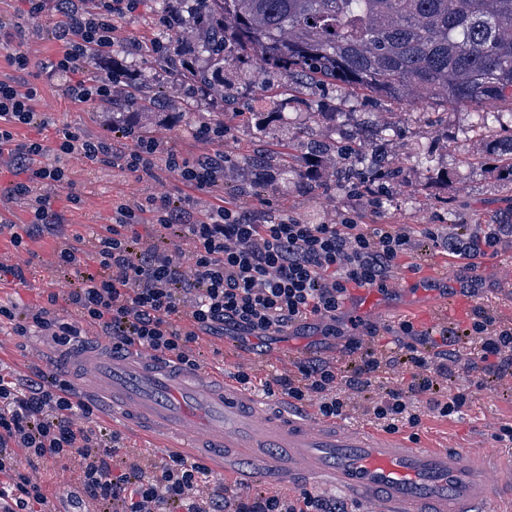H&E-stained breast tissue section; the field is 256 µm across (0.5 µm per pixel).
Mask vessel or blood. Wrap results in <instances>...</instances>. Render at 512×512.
Wrapping results in <instances>:
<instances>
[{
    "mask_svg": "<svg viewBox=\"0 0 512 512\" xmlns=\"http://www.w3.org/2000/svg\"><path fill=\"white\" fill-rule=\"evenodd\" d=\"M471 300L443 293L415 320H464ZM113 420L138 423L157 443L206 449L229 483L315 485L363 512H512V458L497 450H446L349 422L295 413L261 390L186 371L133 348L122 358L85 347L69 361Z\"/></svg>",
    "mask_w": 512,
    "mask_h": 512,
    "instance_id": "b4317fda",
    "label": "vessel or blood"
}]
</instances>
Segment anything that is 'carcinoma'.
Segmentation results:
<instances>
[{
	"mask_svg": "<svg viewBox=\"0 0 512 512\" xmlns=\"http://www.w3.org/2000/svg\"><path fill=\"white\" fill-rule=\"evenodd\" d=\"M160 6L183 13L181 21L199 32L181 42L177 55L149 52L150 62L176 73L188 95L226 103L224 65L252 54L259 61L254 78L279 75L285 98L300 86L335 81L409 105L450 100L473 109V123L483 128L512 120L511 112L481 111L489 101L512 105V0H160ZM187 56L201 64L186 66ZM275 116L286 139L256 160L243 158L258 167L250 181L257 195L274 182L286 192L292 178L313 180L332 155L338 183L370 190L400 175L399 158L366 132L304 143L302 113ZM304 118L336 123L334 112ZM495 149L512 186V135ZM407 158L427 173L437 167L424 148Z\"/></svg>",
	"mask_w": 512,
	"mask_h": 512,
	"instance_id": "1",
	"label": "carcinoma"
}]
</instances>
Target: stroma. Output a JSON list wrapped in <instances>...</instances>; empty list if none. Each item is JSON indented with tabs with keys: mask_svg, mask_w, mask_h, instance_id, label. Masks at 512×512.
Returning a JSON list of instances; mask_svg holds the SVG:
<instances>
[{
	"mask_svg": "<svg viewBox=\"0 0 512 512\" xmlns=\"http://www.w3.org/2000/svg\"><path fill=\"white\" fill-rule=\"evenodd\" d=\"M95 13L99 0H43L39 14H30L28 0H0V81L25 80L23 73L11 66L9 53L24 52L30 60L29 70L36 72L56 59L63 50L55 38V25L65 24L71 7ZM168 15L161 11L158 0H138L137 7L114 18L112 47L98 56L95 67H81L77 76L57 75L52 80L38 81L39 98L35 103L41 123L16 128L17 140L59 138L70 127H80L93 138H111L106 125L112 116L108 105L94 106L73 103L68 87L74 80H88L93 74L112 76V91L124 97L125 109L137 111L126 94L130 79L151 78L163 84L165 97L158 109L159 120L141 127L140 135L158 141L164 150L177 152L194 160L214 152H223L237 167L234 181H219L205 192H195L182 184L178 176L165 167H158L154 176H138L127 170L105 164L91 165L80 156L61 158L68 172V184L50 188L53 207L62 218L54 232L26 239L16 247L9 231L0 232V264L17 269V276L0 280V305L24 315L32 307H43L53 315L67 317L70 307L66 295L79 282L80 270L61 267L56 263L58 252L69 245H79L90 252L101 227L112 221V208L123 201H137L148 196L166 195L174 199L193 196L198 209L228 201L245 210L258 209L272 218H295L309 224H337L345 217H355L364 224H399L415 239V248L406 257L402 274L407 282L400 288L376 292L372 310H360L356 301L345 305L341 329L348 334H365L368 325H377L378 337L371 343L379 355L390 356L396 344L390 335L391 326L407 316L408 309L426 306L441 290H461L466 273L452 268L447 283L429 284L418 279L416 270L440 261L438 254L422 231L425 225H436L440 234L454 232L456 225L473 220L482 223L512 224V190L504 185L499 164L488 143L489 138L501 139L512 135V124L497 125L492 133L473 127L465 107L451 102L420 103L403 111L400 104L383 102L353 88L328 82L302 89L294 109L298 112H336L335 126L306 123L301 133L305 139L325 140L334 132H352L364 121L391 123L396 133L385 148L393 155L402 154L407 146L418 143L436 156L438 168L428 175L413 166H405L399 179L385 184L379 195H369L352 185H337L333 165H326L321 182L306 188H294L289 193L277 190L256 196L244 192L249 171L241 164L243 156L256 155L267 149L278 127L272 114L276 101L269 90L250 87L236 100L234 108L224 111V138L204 142L197 138L199 119L215 111L212 99H198L187 106L183 87L161 71L146 63L142 45L156 41L166 31ZM244 112H265L269 119L265 132L243 126ZM80 197L78 206H71L70 194ZM512 259V245H503L488 254L481 265V281L472 300L486 307L500 322L512 323V283L501 280L498 272L501 260ZM193 349L205 370L220 369L232 376L239 366H249L254 376L268 379L274 373L294 370L297 361L320 354L335 357V348L325 346L318 333H289L271 340L264 355L242 351L235 340L227 336L200 335ZM66 350L55 347L45 337L17 335L12 324L0 323V376L20 383L31 366L48 372H67ZM512 424V376L494 382L492 389L477 393L468 407L452 417L422 414L417 428L420 440L441 448L472 443L495 446V433L501 425ZM121 437V450L112 463L125 467L138 463L147 473L158 472L165 462L164 450L145 439L132 425L116 428ZM81 458L40 462L34 476L46 496L47 512H61L64 494L79 484Z\"/></svg>",
	"mask_w": 512,
	"mask_h": 512,
	"instance_id": "obj_1",
	"label": "stroma"
}]
</instances>
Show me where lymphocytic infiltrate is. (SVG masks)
Instances as JSON below:
<instances>
[{"label": "lymphocytic infiltrate", "instance_id": "obj_1", "mask_svg": "<svg viewBox=\"0 0 512 512\" xmlns=\"http://www.w3.org/2000/svg\"><path fill=\"white\" fill-rule=\"evenodd\" d=\"M132 7L133 0H100L98 13L76 17L62 28L58 37L66 49L55 63L56 72H77L90 50L109 49L111 17ZM37 95V87L0 81V155L23 174L12 192L28 197L31 215L12 232L14 245L58 224L47 189L67 180L59 158L77 154L93 165L110 163L148 176L162 164L197 190L215 186L224 175L223 154L190 161L163 151L131 126L113 129L115 138L128 142L120 152L77 128L52 144L16 140L15 127L38 121ZM50 156L55 159L51 165L46 162ZM142 224L160 226L185 241L192 272H184L168 251L141 247L137 228ZM427 237L441 254L462 260L474 287L479 260L512 240V224L474 229L460 224L453 235L431 230ZM412 247L409 232L395 224L272 220L229 204L201 213L189 199L166 196L121 202L111 224L96 236L95 271L82 274L68 293L74 321L49 316L42 308L20 319L1 305L0 322H11L17 335L36 331L67 348L87 322L109 338L114 354L136 346L192 368L199 365L192 345L201 332L230 335L254 354L258 342L315 328L339 338V357L300 360L295 372L266 380L265 392L286 397L297 411L317 406L325 418L346 417L352 397L366 393L373 420L384 431L396 432L418 427L422 412L413 410V399L424 402V412L449 417L462 411L474 391L512 375V326L499 324L482 307L470 325L453 334L477 346L464 364L448 347V329L421 330L408 320L391 327L399 361L411 369L403 386L382 383L386 361L364 338L343 334L339 322L351 287L386 288ZM92 412L68 381L40 367H32L21 384L0 376V512H43L46 498L29 464L73 456L83 461L82 478L79 490L67 492L65 512H88L92 504L100 512H352L346 501L307 489L293 497L262 491L204 493L207 470L177 451L169 452L152 475L134 464L114 468L110 459L120 448V436L76 424Z\"/></svg>", "mask_w": 512, "mask_h": 512}]
</instances>
